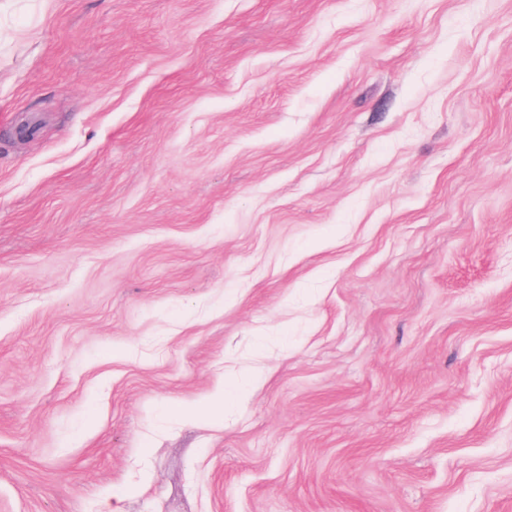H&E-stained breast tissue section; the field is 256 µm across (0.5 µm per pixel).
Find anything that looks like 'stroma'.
Listing matches in <instances>:
<instances>
[{"instance_id": "obj_1", "label": "stroma", "mask_w": 512, "mask_h": 512, "mask_svg": "<svg viewBox=\"0 0 512 512\" xmlns=\"http://www.w3.org/2000/svg\"><path fill=\"white\" fill-rule=\"evenodd\" d=\"M0 512H512V0H0ZM244 395L245 392L234 383L229 386L225 385V387L224 384L218 385L210 399L211 407L217 414H224L226 406L236 404Z\"/></svg>"}]
</instances>
